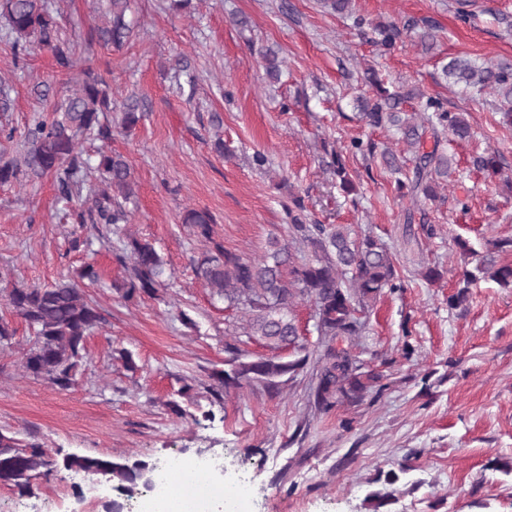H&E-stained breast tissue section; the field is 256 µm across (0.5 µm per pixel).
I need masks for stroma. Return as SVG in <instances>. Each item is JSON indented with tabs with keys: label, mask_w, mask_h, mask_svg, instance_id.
I'll return each mask as SVG.
<instances>
[{
	"label": "stroma",
	"mask_w": 512,
	"mask_h": 512,
	"mask_svg": "<svg viewBox=\"0 0 512 512\" xmlns=\"http://www.w3.org/2000/svg\"><path fill=\"white\" fill-rule=\"evenodd\" d=\"M48 2L62 38L88 36L96 0ZM132 6L138 27L128 45L92 44L66 71L47 50L15 56L0 34V79L11 86L0 127L24 130L70 95L86 68L109 84L114 103L136 99L141 115L133 134L107 143L134 171L128 223L79 222L82 204L63 199L46 176L0 185V271L43 287L94 265L100 280L85 293L104 318L77 384L64 391L25 371L32 332L0 297V318L15 331L0 343V433L61 456L156 466L174 455L217 458L225 479L249 478L250 512H368L364 499L376 491L391 494L390 512H512V472L502 468L512 462V288L485 277L461 306H448L465 267L460 242L480 252L496 246L499 264L512 265V128L492 94L446 86L435 67L460 55L512 63V0H357L376 24L438 25L432 53L408 40L387 56L370 31L318 0ZM263 48L277 53L280 81L267 76ZM369 67L413 92L404 111L418 109L420 91L465 113L473 136L449 143L452 174L436 200L417 206L401 195L380 152L402 158L406 144L357 121ZM219 136L228 155L213 149ZM355 138L379 153L350 158V196L326 162ZM488 150L502 159L499 173L473 164ZM257 152L265 168L253 165ZM297 194L313 220L381 237L404 283L377 303L354 346L381 374V392L328 411L314 407L309 365L275 395L259 386L218 392L213 374L244 315L212 299L194 271L213 245L256 258L270 236L287 238L285 208ZM188 209L213 216L211 240L182 223ZM129 236L152 243L171 275L156 297L123 296ZM434 264L443 276L431 283L423 272ZM390 471L399 474L391 485ZM32 486L22 496L0 485V512H106L112 495L110 483L64 469Z\"/></svg>",
	"instance_id": "obj_1"
}]
</instances>
